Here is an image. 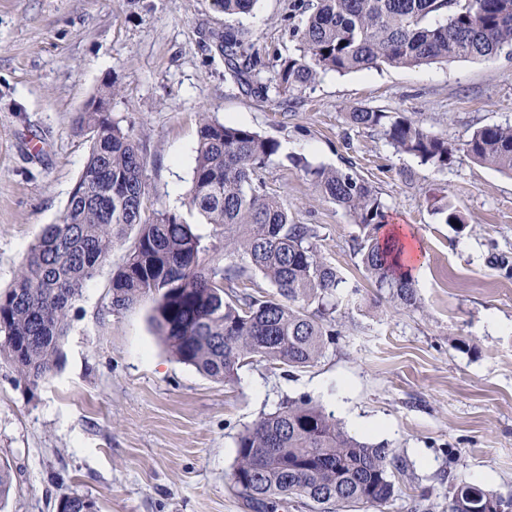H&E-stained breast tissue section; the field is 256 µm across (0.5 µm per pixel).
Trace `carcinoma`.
<instances>
[{
  "instance_id": "cac0c4a2",
  "label": "carcinoma",
  "mask_w": 512,
  "mask_h": 512,
  "mask_svg": "<svg viewBox=\"0 0 512 512\" xmlns=\"http://www.w3.org/2000/svg\"><path fill=\"white\" fill-rule=\"evenodd\" d=\"M226 17L248 14L257 0H212ZM317 0L293 30L296 52L274 59L262 82L259 61L246 55L250 31L227 25L209 40L235 82L250 94L286 98L320 74L381 65L417 67L462 58L512 54V0ZM431 16L443 21L427 23ZM358 128L378 131L396 151L437 169L464 150L512 175V125L477 129L458 148L407 116L360 107L348 113ZM77 128L89 142L83 171L63 214L33 243L13 284L0 292V359L32 383L58 367L73 303L127 230L133 249L112 276V310L154 302L152 320L170 353L220 382L253 362L299 369L336 341L332 317L345 280L319 255L315 229L297 224L264 189L262 170L279 144L243 126L202 115L188 204L224 229V255L260 272L270 296L225 299L232 268L205 263L206 247L191 225L170 211L145 217L146 157L140 141L105 112H82ZM321 195L352 217L363 235L358 251L375 288L399 306L416 303L415 281L398 272L395 245L381 243L386 211L378 192L355 172L307 169ZM315 310H310L311 305ZM407 462L389 444L349 435L310 398L290 400L261 417L237 439L235 472L257 470L237 486L272 512L294 497L316 512L382 507L394 494V473ZM503 500L478 484L454 489L448 512H483Z\"/></svg>"
}]
</instances>
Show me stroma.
I'll return each instance as SVG.
<instances>
[{"instance_id": "obj_1", "label": "stroma", "mask_w": 512, "mask_h": 512, "mask_svg": "<svg viewBox=\"0 0 512 512\" xmlns=\"http://www.w3.org/2000/svg\"><path fill=\"white\" fill-rule=\"evenodd\" d=\"M297 2L257 0L240 17L251 53H294ZM227 22L212 0H0V290L59 221L89 151L75 120L112 83V118L147 158L146 211L179 213L209 263L225 262L224 232L187 204L200 113L278 141L262 171L267 192L315 228L322 256L355 290L336 308L340 336L312 366L254 363L215 381L168 353L151 301L113 311L112 274L136 239L128 231L74 303L61 365L33 385L0 360V461L12 474L0 512H57L71 495L97 512H254L233 482L236 440L302 396L406 458L382 512H448L462 482L512 497V176L461 151L435 169L348 120L361 106L401 112L457 143L511 125L512 54L327 72L280 103L246 93L205 49ZM297 157L375 187L390 223L424 252L415 306L374 287L357 225ZM442 196L465 228L434 212ZM364 421L376 430L362 432Z\"/></svg>"}]
</instances>
